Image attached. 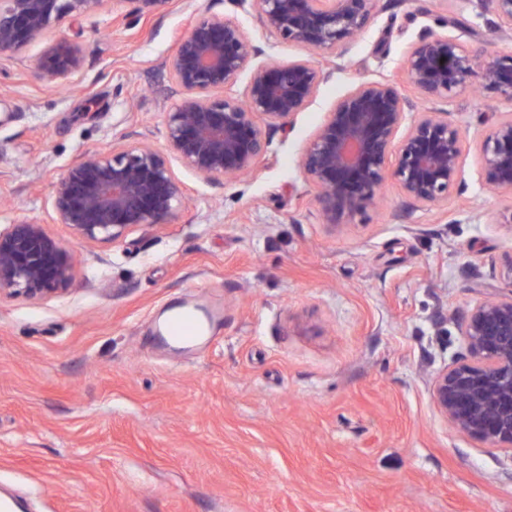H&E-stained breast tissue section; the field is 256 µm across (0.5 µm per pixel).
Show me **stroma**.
<instances>
[{
  "instance_id": "stroma-1",
  "label": "stroma",
  "mask_w": 512,
  "mask_h": 512,
  "mask_svg": "<svg viewBox=\"0 0 512 512\" xmlns=\"http://www.w3.org/2000/svg\"><path fill=\"white\" fill-rule=\"evenodd\" d=\"M198 8L239 23L262 61L301 54L229 0H170L137 21L92 0L52 26L82 49L66 85L34 69L43 42L0 52V224L46 222L79 259L64 295L0 298V495L29 512H512V452L457 432L430 396L466 353L462 318L512 296V193L485 196L478 175L512 101L459 89L462 183L438 206L390 181L332 232L301 168L359 82L413 96L403 61L423 33L476 55L512 39L478 0H375L343 69L251 177L212 185L176 167L188 204L168 223L77 242L51 221L58 178L90 151L164 147L180 98L167 62ZM176 305L214 314L193 351L157 339Z\"/></svg>"
}]
</instances>
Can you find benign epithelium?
<instances>
[{"label":"benign epithelium","mask_w":512,"mask_h":512,"mask_svg":"<svg viewBox=\"0 0 512 512\" xmlns=\"http://www.w3.org/2000/svg\"><path fill=\"white\" fill-rule=\"evenodd\" d=\"M170 0H112L129 17L155 14ZM260 14L277 39L333 62L368 27L373 0H230ZM491 5L497 29L512 36V0ZM88 0H0V51H23L42 39L35 68L67 83L81 69L80 47L49 37L53 23ZM262 50L235 21L195 13L169 71L183 96L165 113L166 149L149 143L88 155L59 177L54 221L83 243H120L142 226L163 223L186 204V187L170 157L203 180L221 184L254 172L272 134L305 110L328 76L308 58L256 63ZM250 71L242 94L230 92ZM407 81L427 107L418 109L388 79L364 81L336 102L301 159L318 202L319 223L334 231L376 203L386 180L415 203L436 206L461 184L464 128L444 108L466 84L512 100V53L478 58L455 36L426 33L404 59ZM224 91L213 96L215 90ZM483 191H512V114L495 121L480 143ZM77 265L73 252L37 219L0 226V297L46 300L65 293ZM468 357L431 385L438 414L457 431L512 451V296L475 305L460 325Z\"/></svg>","instance_id":"1"}]
</instances>
